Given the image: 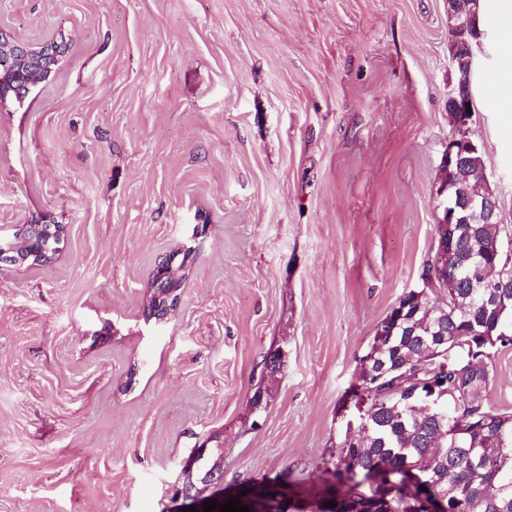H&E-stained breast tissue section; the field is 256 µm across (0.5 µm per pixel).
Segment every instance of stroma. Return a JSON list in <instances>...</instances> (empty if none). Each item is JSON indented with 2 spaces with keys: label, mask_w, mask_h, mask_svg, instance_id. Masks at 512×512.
Wrapping results in <instances>:
<instances>
[{
  "label": "stroma",
  "mask_w": 512,
  "mask_h": 512,
  "mask_svg": "<svg viewBox=\"0 0 512 512\" xmlns=\"http://www.w3.org/2000/svg\"><path fill=\"white\" fill-rule=\"evenodd\" d=\"M451 27L445 0H0L10 42L67 44L0 105V230L64 227L52 263H0V512H161L202 444L225 485H323L437 248ZM484 29L467 135L512 224V56ZM191 250L187 249L183 253L182 262L178 266H172V268L168 267V275L166 276L165 280L158 283L157 288L163 289V290H171L169 296L163 303H160V301H157L156 305L154 304L153 307L155 308L154 314H158L159 317L158 320L164 319L171 310V307H173L177 301L175 292L178 287H180L181 281H182V274L179 275L180 270L183 267V264L185 262V259L187 258V255L190 254ZM176 289V290H175ZM178 303V301H177Z\"/></svg>",
  "instance_id": "obj_1"
}]
</instances>
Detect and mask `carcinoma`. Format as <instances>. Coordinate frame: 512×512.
I'll return each instance as SVG.
<instances>
[{
	"label": "carcinoma",
	"instance_id": "1",
	"mask_svg": "<svg viewBox=\"0 0 512 512\" xmlns=\"http://www.w3.org/2000/svg\"><path fill=\"white\" fill-rule=\"evenodd\" d=\"M510 237L511 224H495L462 240L448 259V272L458 270L448 277L454 287L429 288L420 300L411 290L392 308L391 317L412 322L383 341V379L359 370L364 412L351 420L368 430L344 435L334 482L316 495L334 500V512H366L379 496L384 512H410L405 477L430 484L446 512H512V412L489 397L494 356L512 347V292L494 304L473 287L476 260ZM442 330L446 357L430 344ZM374 470L397 487L364 486Z\"/></svg>",
	"mask_w": 512,
	"mask_h": 512
}]
</instances>
